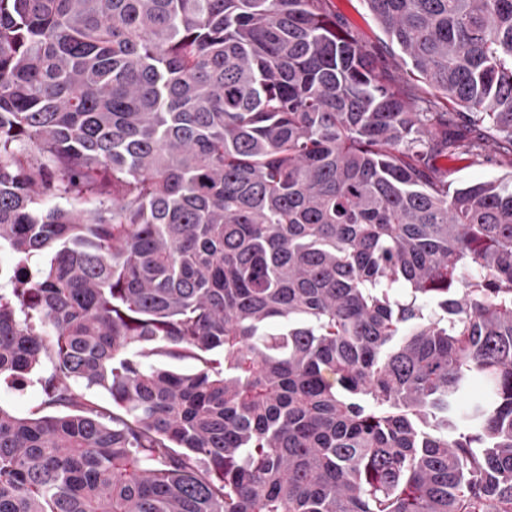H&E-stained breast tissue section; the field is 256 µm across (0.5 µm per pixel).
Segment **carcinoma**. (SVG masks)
<instances>
[{
  "label": "carcinoma",
  "mask_w": 512,
  "mask_h": 512,
  "mask_svg": "<svg viewBox=\"0 0 512 512\" xmlns=\"http://www.w3.org/2000/svg\"><path fill=\"white\" fill-rule=\"evenodd\" d=\"M365 2L458 120L329 0H0V512H512V0ZM451 167L448 181L453 186L509 178L512 172V153H503L493 147L474 150L464 161ZM49 370L50 364H45L42 371L32 374L22 388L14 387L10 383L0 380V408L23 417L38 411L44 399L38 378Z\"/></svg>",
  "instance_id": "1"
}]
</instances>
